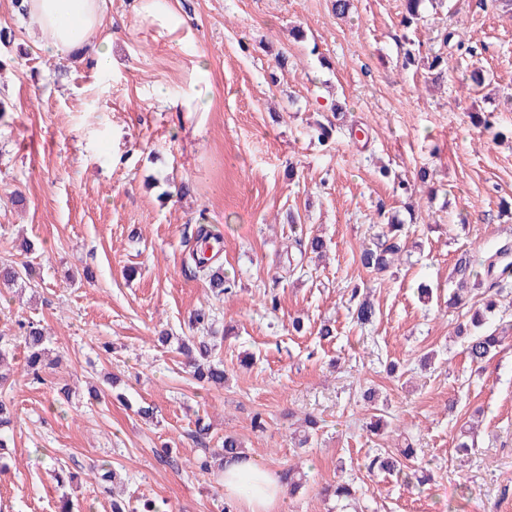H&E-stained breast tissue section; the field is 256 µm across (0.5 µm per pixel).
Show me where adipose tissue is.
<instances>
[{"label":"adipose tissue","mask_w":512,"mask_h":512,"mask_svg":"<svg viewBox=\"0 0 512 512\" xmlns=\"http://www.w3.org/2000/svg\"><path fill=\"white\" fill-rule=\"evenodd\" d=\"M104 2L24 0L43 48L54 54L91 56L96 68L106 71L112 67V37L103 31ZM137 12L162 35L174 36L186 26L179 0H139ZM196 70V80L178 95H169L165 88H158V95L166 98L175 111L211 110L214 93L207 77L206 60H198ZM222 486L225 498L243 502L247 512H275L286 494L278 475L250 456L225 461Z\"/></svg>","instance_id":"obj_1"}]
</instances>
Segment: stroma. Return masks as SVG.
I'll return each mask as SVG.
<instances>
[{
  "instance_id": "obj_1",
  "label": "stroma",
  "mask_w": 512,
  "mask_h": 512,
  "mask_svg": "<svg viewBox=\"0 0 512 512\" xmlns=\"http://www.w3.org/2000/svg\"><path fill=\"white\" fill-rule=\"evenodd\" d=\"M136 5L107 0L112 69L101 73L45 50L14 0H0V28L15 36L0 46V264L40 275L35 288L0 284V334L14 337L0 388L14 411L0 512H59L63 465L82 473L67 492L79 512H112L115 498L129 512L147 499L161 512H246L226 501L220 469L197 464L228 435L273 471L305 474L276 512H512V341L472 369L454 331L485 293L448 306L458 256L512 243V14L494 0H447L407 28L403 0H351L342 17L332 0H180L179 45ZM462 44L475 54L461 57ZM194 47L214 106L188 115L155 90L176 95L196 79ZM437 53L456 68L439 86L426 67ZM320 124L335 129L329 145ZM413 212L401 264L367 272L359 251L377 243L381 216ZM291 215L322 237L325 257L299 252ZM202 222L235 282L221 297L187 262ZM291 261L301 269L288 275ZM355 290L374 301L372 324L354 322ZM202 307L220 387L158 341L196 335L189 319ZM19 320L47 329L58 360L38 383L25 377ZM325 323L333 337L320 336ZM145 403L152 418L137 413ZM377 408L384 424L372 433ZM308 415L318 429L304 444ZM472 420L476 445L459 451ZM408 447L404 475L369 470ZM103 463L117 474L110 492L88 477ZM342 481L354 506L324 493Z\"/></svg>"
}]
</instances>
